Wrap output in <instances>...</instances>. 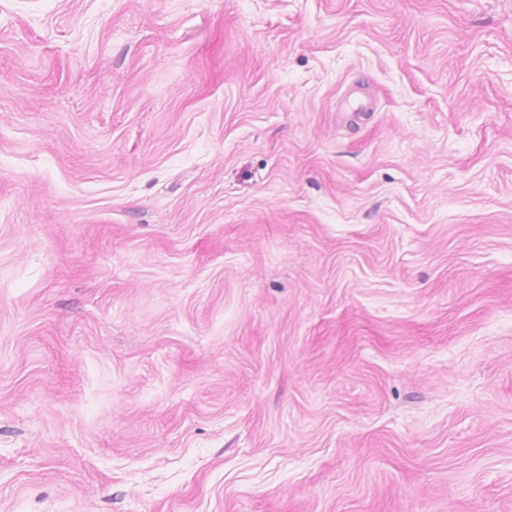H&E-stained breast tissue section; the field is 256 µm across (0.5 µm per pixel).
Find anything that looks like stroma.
I'll return each instance as SVG.
<instances>
[{
	"label": "stroma",
	"mask_w": 512,
	"mask_h": 512,
	"mask_svg": "<svg viewBox=\"0 0 512 512\" xmlns=\"http://www.w3.org/2000/svg\"><path fill=\"white\" fill-rule=\"evenodd\" d=\"M0 512H512V0H0Z\"/></svg>",
	"instance_id": "obj_1"
}]
</instances>
